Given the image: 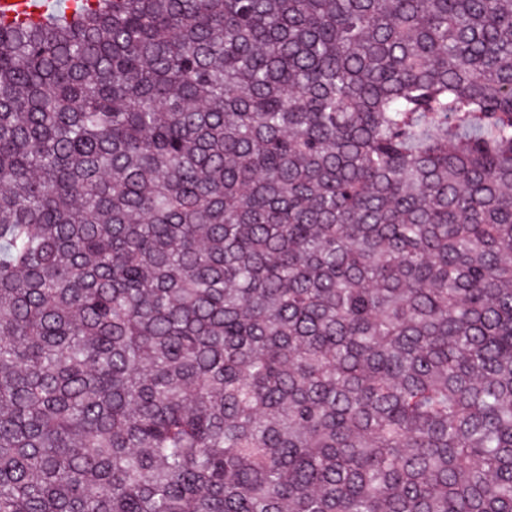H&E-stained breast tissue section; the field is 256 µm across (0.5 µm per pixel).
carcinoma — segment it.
<instances>
[{
    "instance_id": "carcinoma-1",
    "label": "carcinoma",
    "mask_w": 512,
    "mask_h": 512,
    "mask_svg": "<svg viewBox=\"0 0 512 512\" xmlns=\"http://www.w3.org/2000/svg\"><path fill=\"white\" fill-rule=\"evenodd\" d=\"M0 21V512H512V0Z\"/></svg>"
}]
</instances>
